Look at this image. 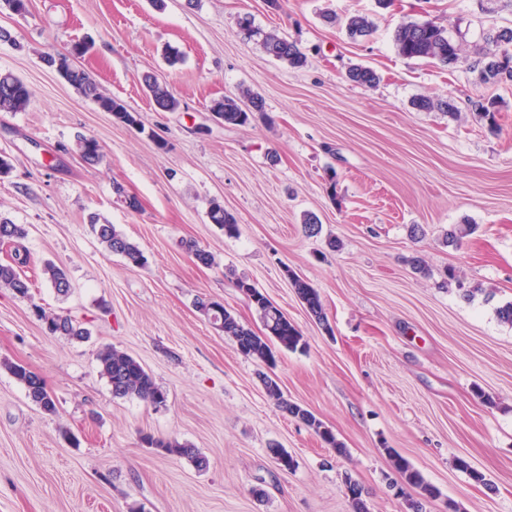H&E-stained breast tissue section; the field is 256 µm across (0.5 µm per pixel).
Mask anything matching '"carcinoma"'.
Masks as SVG:
<instances>
[{
	"label": "carcinoma",
	"mask_w": 512,
	"mask_h": 512,
	"mask_svg": "<svg viewBox=\"0 0 512 512\" xmlns=\"http://www.w3.org/2000/svg\"><path fill=\"white\" fill-rule=\"evenodd\" d=\"M239 27L245 37L259 38L267 55L294 68L306 65L305 54L286 36L276 31L263 32L254 27L251 19L247 17L241 18ZM347 28L351 36L365 37L371 34L373 24L366 16L354 15L348 19ZM393 42L397 52L406 58L430 60L448 68L455 66L462 55L461 45L448 36L445 28L430 20L409 21L399 25L393 33ZM488 42L491 48L483 51L481 59L477 62L480 83L491 86L512 85V27L490 32ZM42 60L84 97L94 101L103 111L112 113L117 121L129 126L138 125L134 113L128 111L120 101L102 95L97 84L85 71L73 66L67 55L47 52L42 56ZM348 76L351 81L365 86H372L378 81V75L372 69L363 66L351 68ZM144 81L158 110H179L180 101L167 85L151 75L145 76ZM30 99L31 90L20 77L11 72L0 71V112H20L27 107ZM211 110L224 124L243 126L250 121L254 113L264 111V102L261 97L245 89L238 96H226L215 101ZM76 149L83 162L89 166H95L103 159L101 147L93 137H77ZM208 218L211 223L223 230L225 235L234 236L238 233L236 218L226 211L220 202L214 200L210 203ZM91 226L107 252L123 256L132 268L146 265L147 259L142 250L118 232L114 225L100 224L98 220L93 219ZM26 235L27 231L22 225L0 218V244L17 243ZM25 262L26 259L18 256L13 264L0 263V288H7L14 294L30 300L31 283L20 270V266ZM42 272L58 295H68L71 284L62 267L49 262L44 264ZM288 278L310 315L320 323L325 322L319 291L310 282L292 272L288 273ZM235 287L257 310L263 326L262 333L257 334L241 324L230 310L219 303L201 301L198 308L213 325L235 339L243 355L263 363H271L274 359L272 346L275 343L291 351L304 349L305 341L300 331L254 285L238 279L235 281ZM33 308L36 309L38 319L43 322L49 334L76 340L87 338L88 331L72 318L48 312L37 304L33 305ZM97 359L102 374L111 386L113 397H137L156 407L166 403V393L156 384L152 374L134 357L113 347H105L98 352ZM4 367L24 385L27 397L34 405L47 414L56 412L55 402L46 390L43 379L36 372L18 363L8 362ZM262 382L267 395L279 409L312 429L324 443L335 449L337 454L345 453V448L336 440L333 432L313 412L285 399L279 384L271 377L263 376ZM142 442L161 454L185 457L199 470L208 466L207 458L199 450L177 440L145 434ZM386 453L392 468L400 477L401 485L418 491L419 498L406 499L407 509L409 512H424V503L437 499L440 491L426 481L422 473L396 450L388 448ZM344 484L353 512H369L362 487L349 475L345 476Z\"/></svg>",
	"instance_id": "cac0c4a2"
}]
</instances>
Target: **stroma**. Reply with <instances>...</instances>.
Wrapping results in <instances>:
<instances>
[{
  "label": "stroma",
  "instance_id": "obj_1",
  "mask_svg": "<svg viewBox=\"0 0 512 512\" xmlns=\"http://www.w3.org/2000/svg\"><path fill=\"white\" fill-rule=\"evenodd\" d=\"M295 41L308 62L289 67L238 32L239 16ZM372 33L351 38L349 17ZM432 19L465 49L456 66L400 56L396 27ZM0 70L32 91L22 112H0V217L24 225L32 299L0 288V512H351L343 480L364 489L370 512H407L386 454L395 449L441 492L426 512H512V326L496 310L512 302V87L495 89L496 127L472 102L485 94L475 51L489 30L512 27V0H29L0 8ZM101 92L139 123L117 122L45 66L69 52ZM182 61L169 65L165 50ZM375 70L372 87L353 66ZM155 74L180 101L154 108L142 77ZM247 88L265 103L244 126L215 119L214 100ZM419 97L448 101L417 111ZM103 160L87 166L78 136ZM136 196L139 210L123 195ZM220 201L238 223L224 235L208 218ZM321 223L307 235L305 216ZM113 224L143 251L131 268L105 251L91 219ZM425 235L414 239L410 225ZM455 224L475 225L460 246ZM340 239L330 250L329 237ZM195 242L215 262L185 248ZM422 256L430 270L412 271ZM66 268L67 296L42 274ZM455 267L465 286L441 285ZM318 289L326 324L288 280ZM279 307L306 347L275 348L274 364L244 356L198 310L216 301L253 331L262 323L235 279ZM70 315L85 340L50 335L33 304ZM137 359L167 394L156 408L113 397L98 351ZM38 373L56 403L43 413L6 370ZM271 376L286 399L314 412L347 450L340 456L265 392ZM197 448L158 453L143 434ZM285 448L280 470L270 446ZM467 458L487 485L455 466ZM76 149L85 164L98 165L103 159V153L98 141L93 137L78 136ZM142 442L161 454L185 457L199 470L208 466L207 458L199 450L177 440L157 438L151 434H145L142 437Z\"/></svg>",
  "mask_w": 512,
  "mask_h": 512
}]
</instances>
